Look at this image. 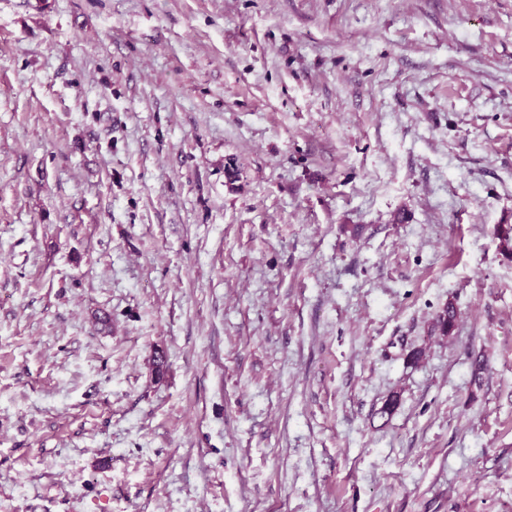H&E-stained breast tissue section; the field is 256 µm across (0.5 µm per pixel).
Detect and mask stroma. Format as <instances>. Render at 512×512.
Listing matches in <instances>:
<instances>
[{"instance_id":"1","label":"stroma","mask_w":512,"mask_h":512,"mask_svg":"<svg viewBox=\"0 0 512 512\" xmlns=\"http://www.w3.org/2000/svg\"><path fill=\"white\" fill-rule=\"evenodd\" d=\"M510 226L512 0H0V512H512Z\"/></svg>"}]
</instances>
